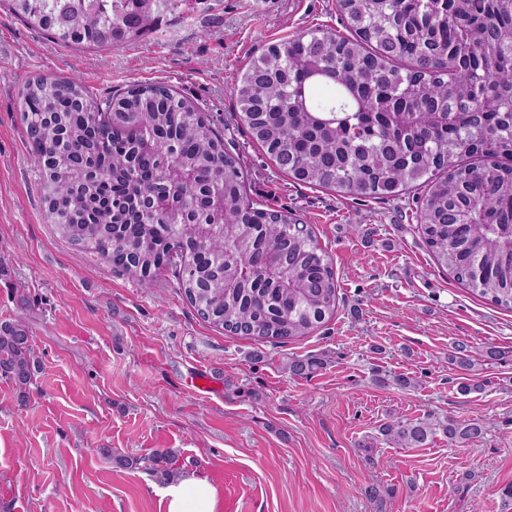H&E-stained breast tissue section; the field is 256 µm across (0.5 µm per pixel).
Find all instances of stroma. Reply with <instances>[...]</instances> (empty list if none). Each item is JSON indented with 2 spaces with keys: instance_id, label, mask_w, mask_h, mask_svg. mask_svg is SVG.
<instances>
[{
  "instance_id": "stroma-1",
  "label": "stroma",
  "mask_w": 512,
  "mask_h": 512,
  "mask_svg": "<svg viewBox=\"0 0 512 512\" xmlns=\"http://www.w3.org/2000/svg\"><path fill=\"white\" fill-rule=\"evenodd\" d=\"M342 29L336 0H180L117 48L48 37L0 0V324L23 317L34 361L0 376V512H163V484L117 458L172 455L206 480L217 512H501L512 506V311L458 284L408 214L412 196L364 199L293 182L233 117L230 89L271 43ZM76 77L106 100L163 83L193 103L246 168L248 196L311 224L336 273L339 308L310 336L275 345L197 315L175 281L140 287L60 239L21 120L34 76ZM507 359L472 371L455 345ZM323 366L294 376V358ZM206 373L211 388L192 377ZM405 373L415 384L392 382ZM481 391L461 395L465 378ZM482 422L481 438L397 448V418ZM390 489L382 500L369 485Z\"/></svg>"
}]
</instances>
